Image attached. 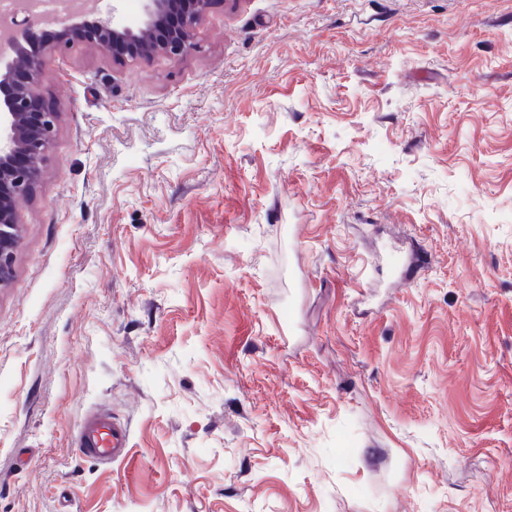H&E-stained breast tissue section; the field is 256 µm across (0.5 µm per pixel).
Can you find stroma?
I'll return each mask as SVG.
<instances>
[{"label":"stroma","mask_w":512,"mask_h":512,"mask_svg":"<svg viewBox=\"0 0 512 512\" xmlns=\"http://www.w3.org/2000/svg\"><path fill=\"white\" fill-rule=\"evenodd\" d=\"M196 43L47 49L0 512H512V0H214ZM74 440L78 453L101 467L124 461L130 451L129 427L100 411L85 414L75 429Z\"/></svg>","instance_id":"stroma-1"}]
</instances>
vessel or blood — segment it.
I'll return each instance as SVG.
<instances>
[{"label":"vessel or blood","mask_w":512,"mask_h":512,"mask_svg":"<svg viewBox=\"0 0 512 512\" xmlns=\"http://www.w3.org/2000/svg\"><path fill=\"white\" fill-rule=\"evenodd\" d=\"M74 440L78 453L101 467L125 460L130 451L128 426L100 411L85 414L75 429Z\"/></svg>","instance_id":"obj_1"}]
</instances>
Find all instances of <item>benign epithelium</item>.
I'll list each match as a JSON object with an SVG mask.
<instances>
[{"instance_id": "1", "label": "benign epithelium", "mask_w": 512, "mask_h": 512, "mask_svg": "<svg viewBox=\"0 0 512 512\" xmlns=\"http://www.w3.org/2000/svg\"><path fill=\"white\" fill-rule=\"evenodd\" d=\"M145 19L132 29L100 11L74 13L60 24L58 44L96 47L117 61L178 59L196 47L194 28L211 0H142ZM44 21L28 15L0 37V288L11 281L20 244L15 201L42 178L57 114L36 94L46 56L34 49ZM10 55H5L4 50Z\"/></svg>"}]
</instances>
